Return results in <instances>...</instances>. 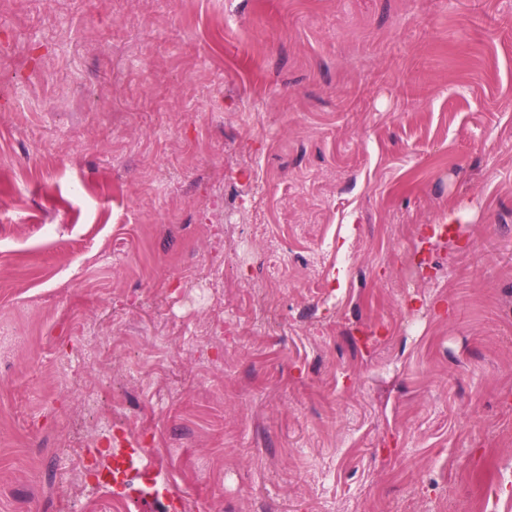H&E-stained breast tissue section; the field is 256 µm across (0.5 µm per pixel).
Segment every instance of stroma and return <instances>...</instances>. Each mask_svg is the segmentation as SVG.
<instances>
[{
    "label": "stroma",
    "instance_id": "obj_1",
    "mask_svg": "<svg viewBox=\"0 0 512 512\" xmlns=\"http://www.w3.org/2000/svg\"><path fill=\"white\" fill-rule=\"evenodd\" d=\"M125 439L182 512H504L512 0H0V512H163L73 486Z\"/></svg>",
    "mask_w": 512,
    "mask_h": 512
}]
</instances>
